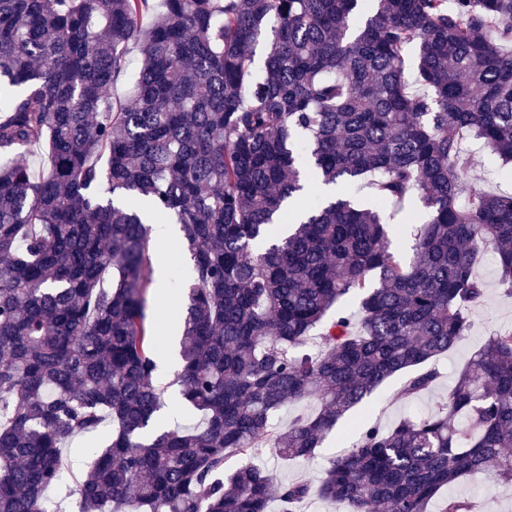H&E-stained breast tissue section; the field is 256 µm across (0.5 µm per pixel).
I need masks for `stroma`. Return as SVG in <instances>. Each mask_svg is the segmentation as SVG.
I'll return each instance as SVG.
<instances>
[{"mask_svg": "<svg viewBox=\"0 0 512 512\" xmlns=\"http://www.w3.org/2000/svg\"><path fill=\"white\" fill-rule=\"evenodd\" d=\"M465 152L472 159L471 173L484 181L493 193H512V165L503 163L497 156L483 149L480 142L467 139L463 142ZM154 268L165 271V286H150L147 292V315H154L158 306L166 308V322L161 330L168 352L179 350L181 340L180 281L186 280L190 267L188 254L180 246H172L159 252L153 262ZM475 276L485 288L483 302L468 311L471 327L462 339L447 353L432 361L431 366L438 372L435 385L418 398L406 401L398 399L397 393L407 379L398 374L388 379L374 395L368 407L358 409L357 418L381 427L393 426L406 416H419L429 411L453 386L459 369L465 365L472 353L490 336L502 327H512V299L503 295L499 283L498 267L490 252L479 253L474 261ZM109 427H102L91 435L76 436L69 440L63 450L66 470L62 483L52 488L50 495L59 502L62 512H77L75 496L70 493L76 481L80 480L92 460V451L106 442ZM346 445L337 434H330L314 459L309 461H284L272 449L256 448L249 456L250 462L264 466L275 482L308 480L318 482L329 460L344 451ZM454 494L473 500L475 512H512V497L503 496L498 485L483 472H476L460 484L453 486Z\"/></svg>", "mask_w": 512, "mask_h": 512, "instance_id": "35a3bbf8", "label": "stroma"}]
</instances>
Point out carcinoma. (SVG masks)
I'll return each instance as SVG.
<instances>
[{
    "instance_id": "1",
    "label": "carcinoma",
    "mask_w": 512,
    "mask_h": 512,
    "mask_svg": "<svg viewBox=\"0 0 512 512\" xmlns=\"http://www.w3.org/2000/svg\"><path fill=\"white\" fill-rule=\"evenodd\" d=\"M510 44L512 0H0V512H59L63 445L106 424L79 512H301L314 496L432 512L489 469L512 490L511 327L428 415L357 422L316 485L229 465L263 447L314 458L385 380L448 353L484 298L481 248L512 297V194L469 177L461 143L512 161ZM131 45L134 103L116 107ZM365 180L369 207L350 196ZM413 195L428 219L405 261L385 210ZM161 215L191 262L177 383L202 422L186 430H155ZM304 397L317 410L276 427Z\"/></svg>"
}]
</instances>
